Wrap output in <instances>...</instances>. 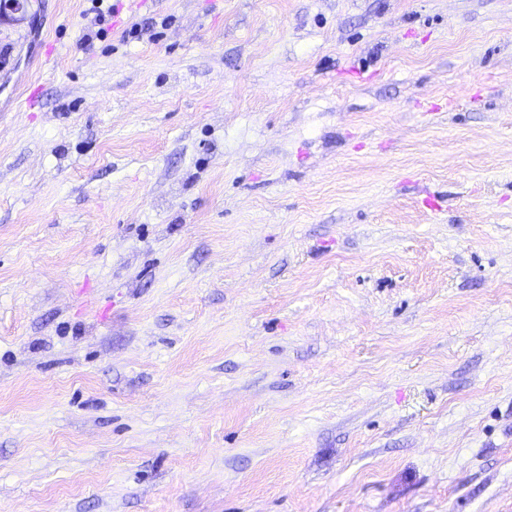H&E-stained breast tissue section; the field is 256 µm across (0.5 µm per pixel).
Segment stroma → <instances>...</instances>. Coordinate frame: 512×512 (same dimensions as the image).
<instances>
[{"label": "stroma", "mask_w": 512, "mask_h": 512, "mask_svg": "<svg viewBox=\"0 0 512 512\" xmlns=\"http://www.w3.org/2000/svg\"><path fill=\"white\" fill-rule=\"evenodd\" d=\"M104 2L0 19V512H512V0Z\"/></svg>", "instance_id": "35a3bbf8"}]
</instances>
